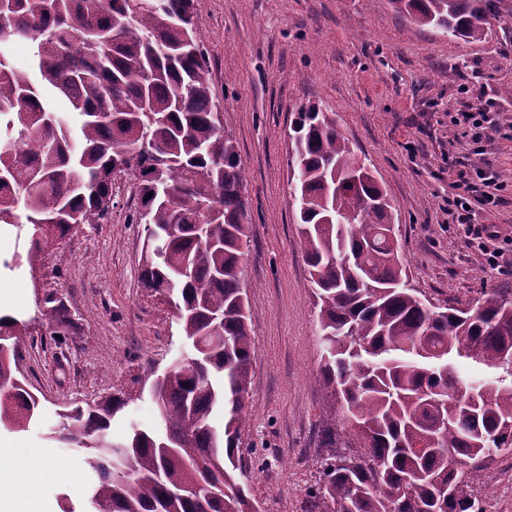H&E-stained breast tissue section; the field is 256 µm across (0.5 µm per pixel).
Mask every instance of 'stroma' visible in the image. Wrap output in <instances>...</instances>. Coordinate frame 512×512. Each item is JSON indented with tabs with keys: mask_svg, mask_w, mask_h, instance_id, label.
Masks as SVG:
<instances>
[{
	"mask_svg": "<svg viewBox=\"0 0 512 512\" xmlns=\"http://www.w3.org/2000/svg\"><path fill=\"white\" fill-rule=\"evenodd\" d=\"M194 22L222 105L224 132L243 162L246 255L241 284L256 355L249 370L251 416L238 446L263 512H306L324 468L357 457L360 442L330 417L321 377L324 350L292 196L290 127L300 109L332 114L358 161L387 191L409 285L433 305H467L497 291L512 296V266L485 265L445 207L455 174L448 154L469 139L449 115L499 113L485 132L486 157L504 177V202L477 211L512 250V0H497L480 41H448L410 24L388 0H194ZM105 224H86L36 267L0 270V305L29 321L17 368L42 405L22 431L0 429V472L26 448L49 452L52 474L33 473L35 512H83L92 473L87 451L52 439L57 412L106 396L124 400L108 431L123 441L159 419L151 382L179 358L184 342L168 304L140 281L142 229L131 201L113 198ZM62 295L71 321L52 336L39 318L44 295ZM335 443H327V430ZM482 512H512V456L468 473Z\"/></svg>",
	"mask_w": 512,
	"mask_h": 512,
	"instance_id": "stroma-1",
	"label": "stroma"
}]
</instances>
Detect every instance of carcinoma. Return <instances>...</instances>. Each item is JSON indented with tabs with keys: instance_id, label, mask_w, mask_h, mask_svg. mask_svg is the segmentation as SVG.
<instances>
[{
	"instance_id": "obj_1",
	"label": "carcinoma",
	"mask_w": 512,
	"mask_h": 512,
	"mask_svg": "<svg viewBox=\"0 0 512 512\" xmlns=\"http://www.w3.org/2000/svg\"><path fill=\"white\" fill-rule=\"evenodd\" d=\"M390 3L450 41L482 39L496 12L495 0ZM193 13L194 0H0V224L25 238L0 263L31 266L79 225L108 221L119 165L138 184L128 222L143 227L141 283L171 295L180 335L200 344L160 382L158 432L110 442L124 407L111 397L60 412L54 438L92 449L90 512H258L236 464L255 355L240 280L242 162ZM18 38L35 47L25 73L9 54ZM290 139L319 336L334 351L321 375L354 408L364 449L354 467L325 469L311 512H479L461 466L512 455V298L435 310L402 279L387 192L336 120L309 107ZM66 311L46 294L52 334ZM27 330L0 315L10 353ZM457 380L472 397L450 406ZM39 412L0 355V427L26 428Z\"/></svg>"
}]
</instances>
